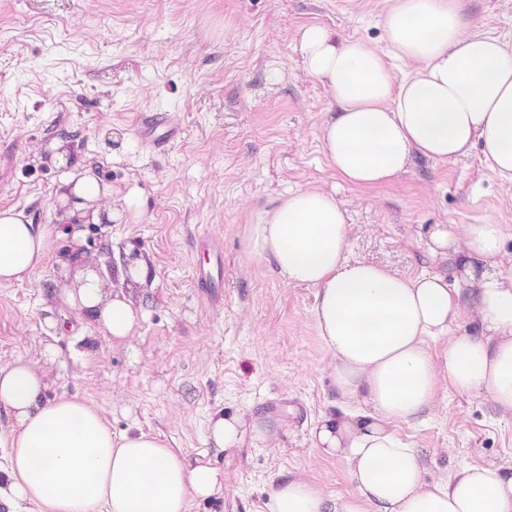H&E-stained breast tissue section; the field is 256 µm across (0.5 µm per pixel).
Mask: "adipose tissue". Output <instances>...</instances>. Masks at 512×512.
Returning a JSON list of instances; mask_svg holds the SVG:
<instances>
[{"instance_id": "adipose-tissue-1", "label": "adipose tissue", "mask_w": 512, "mask_h": 512, "mask_svg": "<svg viewBox=\"0 0 512 512\" xmlns=\"http://www.w3.org/2000/svg\"><path fill=\"white\" fill-rule=\"evenodd\" d=\"M384 49L337 40L312 27L301 41L304 66L336 103L323 125L331 167L353 185L389 181L412 155L446 162L482 145L485 160L512 184V46L468 30L459 0H394L383 15ZM410 64L395 80L391 61ZM56 216L73 241L103 221L101 189L83 173L63 177ZM501 224H465L459 234H435L436 248L462 254L468 304H460L437 274L414 278L350 258L346 212L335 197L313 189L281 196L259 211L248 249L286 282L315 288L314 322L332 358L335 414L311 430L314 448L343 459L355 492L327 496L306 479L271 488V512H512V475L483 466L427 480L419 454L393 432L396 423L429 409L441 379L460 392L487 394L512 411V264ZM51 229L24 212L0 210V283L28 280L48 255ZM76 287L64 300L112 338L131 337L137 310L106 291L81 257ZM469 315L479 335L452 336ZM448 339L443 363L427 347ZM47 384L30 364L0 365V409L16 422L8 438L10 482L0 499H21L42 512H190L213 495L223 475L194 463L168 442L143 431L114 435L91 405L46 398Z\"/></svg>"}]
</instances>
